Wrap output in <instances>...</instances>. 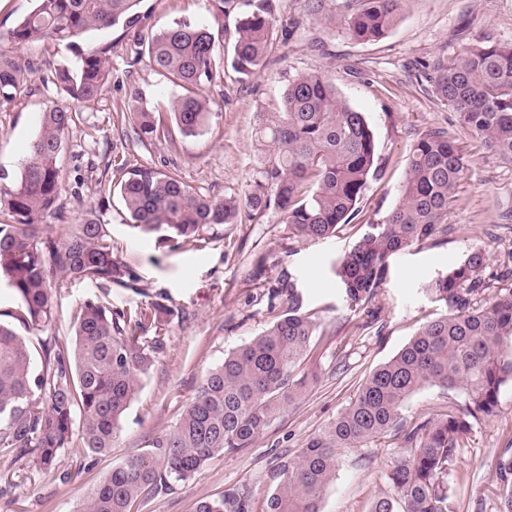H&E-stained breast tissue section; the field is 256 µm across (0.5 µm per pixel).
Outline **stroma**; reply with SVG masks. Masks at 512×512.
<instances>
[{
	"instance_id": "35a3bbf8",
	"label": "stroma",
	"mask_w": 512,
	"mask_h": 512,
	"mask_svg": "<svg viewBox=\"0 0 512 512\" xmlns=\"http://www.w3.org/2000/svg\"><path fill=\"white\" fill-rule=\"evenodd\" d=\"M263 0H143V18L131 31L90 32L83 49L111 44L109 81L94 104L76 109L61 153L63 203L70 223L95 211L112 238L113 254L134 275L131 284H98L63 279L57 290L53 332L71 340L79 304L94 297L118 308L149 307L165 299L172 317L152 324L166 348L144 378L119 424L109 454L89 461L82 445L64 448L54 472L32 474L23 485L0 484V512H77L85 493L125 456L148 450L151 440L171 429L207 373L225 354L267 327L272 311H284L296 291L305 312L314 314L322 335L303 363L318 374L310 390L286 408L251 447L211 459L193 478L170 483L133 512H195L206 498L229 490L253 492V512L278 482L279 463L293 459L314 435L350 403L367 377L400 350L426 322L441 316L428 287L457 264L470 248L487 255L491 288H512L501 276L512 251V226L490 223L491 213L512 212V163L481 147L471 136L459 139L465 177L448 211V241L425 242L391 255L371 312L352 311L335 268L365 232V224L342 227L324 241L290 238L278 211L240 210L222 235L195 247L170 248L133 228L119 194L101 203L99 189L117 169L142 167L176 171L193 187L214 194L245 195L259 167L254 130L263 112L278 111L289 77L325 72L339 95L362 112L372 128L384 168L371 180L363 202L367 222H380L399 202L407 159L427 130L455 129L457 118L434 92L433 66L454 58L464 46L490 40L512 43V0H401L396 22L381 39L351 40L339 24L307 15L303 0H272L275 38L261 67L250 75L233 67L236 22ZM209 27L221 35L224 60L203 93L211 101L204 131L175 142L140 145L122 113L141 92L161 121L171 119L170 102L180 93L170 78L136 58L137 42L177 21ZM35 74L14 103L0 106V177L15 180L47 106L65 95L40 74L45 63L72 64L74 50L62 43H35L19 50ZM291 275L294 287L281 286ZM459 392L430 388L411 396L401 415L407 425L446 413ZM512 447V384L503 387L497 417L475 423L465 448L448 473L456 512H497L499 483L492 457ZM403 435L385 436L360 448L339 450L336 479L321 503L322 512H368L372 498L389 492L386 475L404 453Z\"/></svg>"
}]
</instances>
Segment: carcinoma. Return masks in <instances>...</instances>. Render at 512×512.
<instances>
[{
	"instance_id": "carcinoma-1",
	"label": "carcinoma",
	"mask_w": 512,
	"mask_h": 512,
	"mask_svg": "<svg viewBox=\"0 0 512 512\" xmlns=\"http://www.w3.org/2000/svg\"><path fill=\"white\" fill-rule=\"evenodd\" d=\"M8 33L15 45L64 43L78 51L79 66H57L47 79L75 104H90L109 80L110 47L82 50L91 30L140 21L143 0H36ZM400 0H343L338 24L358 42L375 41L395 24ZM234 67L248 75L260 66L275 26L260 9L240 20ZM216 35L208 27L176 22L148 42L151 67L183 89L172 100V124L158 123L141 93L127 115L135 142L198 135L210 116L202 85L217 67ZM438 97L455 112L462 131L512 162V44L480 41L448 63H438ZM35 70L12 51H0V105L13 102ZM74 122L71 107L46 109L29 145L19 178L0 184V273L21 301L0 321V449L25 460L5 483L18 486L33 471H49L61 449L79 439L88 455L108 454L118 425L140 392L142 378L165 348L149 336L152 323L173 310L161 301L149 309L112 308L100 298L83 301L73 319V343L40 337L54 320L62 279L112 284L132 274L113 255L105 225L94 217L66 223L60 153ZM255 135L262 146L258 177L244 198L196 189L177 173L140 168L122 173L117 186L132 226L157 241L195 245L234 222L243 206L259 213L273 207L292 237L316 241L362 218L369 180L381 175L374 133L322 72L288 79L281 107L261 115ZM457 138L436 128L412 146L401 199L380 223L344 254L335 269L350 304H372L390 255L426 241H448V209L464 178ZM61 223L53 236L47 219ZM487 256L473 249L427 291L446 313L424 324L390 359L361 383L355 398L298 456L282 463L265 512H320L319 502L336 479L337 451L360 448L404 431L401 408L428 389L459 390L463 407L439 420L424 419L409 431V445L387 474L392 496L373 498L369 512H455L448 470L465 447L475 422L500 412L501 389L512 383V289L489 292ZM317 323L288 294V308L249 342L232 350L206 376L175 426L154 438L151 449L126 457L82 501L79 512H131L132 505L185 481L213 457L248 448L317 381L299 373L311 351ZM41 365L35 367L33 354ZM79 418H74V415ZM499 512H512V450L494 461ZM249 491L226 492L198 503L196 512H252Z\"/></svg>"
}]
</instances>
